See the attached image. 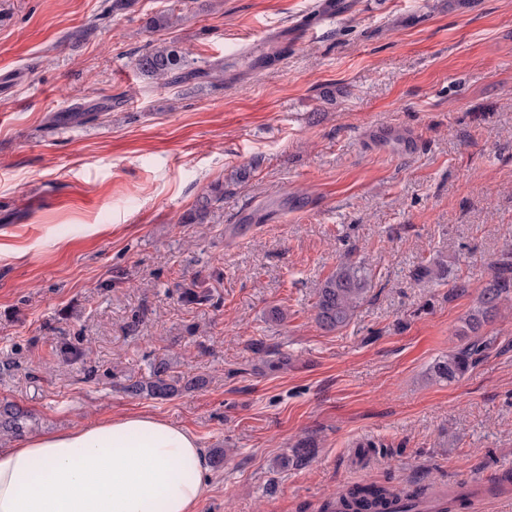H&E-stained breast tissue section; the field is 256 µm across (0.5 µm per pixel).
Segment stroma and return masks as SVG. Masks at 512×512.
<instances>
[{
  "label": "stroma",
  "mask_w": 512,
  "mask_h": 512,
  "mask_svg": "<svg viewBox=\"0 0 512 512\" xmlns=\"http://www.w3.org/2000/svg\"><path fill=\"white\" fill-rule=\"evenodd\" d=\"M176 3L0 0V402L34 434L133 412L188 429L224 451L198 512L512 474V307L469 374L428 377L512 250V0H339L260 75L159 85L134 67L149 45L202 67L317 7L209 0L148 28ZM75 102L105 111L51 126ZM374 124L417 147L368 140ZM217 182L223 201L186 223ZM435 258L449 284L417 278ZM358 262L366 300L323 329L319 288ZM195 280L208 302L183 300ZM161 361L204 386L126 393Z\"/></svg>",
  "instance_id": "stroma-1"
}]
</instances>
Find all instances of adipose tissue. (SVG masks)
Wrapping results in <instances>:
<instances>
[{"instance_id": "adipose-tissue-1", "label": "adipose tissue", "mask_w": 512, "mask_h": 512, "mask_svg": "<svg viewBox=\"0 0 512 512\" xmlns=\"http://www.w3.org/2000/svg\"><path fill=\"white\" fill-rule=\"evenodd\" d=\"M208 486L198 438L146 413L0 448V512H197Z\"/></svg>"}]
</instances>
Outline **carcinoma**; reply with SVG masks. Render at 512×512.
<instances>
[{
	"instance_id": "cac0c4a2",
	"label": "carcinoma",
	"mask_w": 512,
	"mask_h": 512,
	"mask_svg": "<svg viewBox=\"0 0 512 512\" xmlns=\"http://www.w3.org/2000/svg\"><path fill=\"white\" fill-rule=\"evenodd\" d=\"M195 61L189 53L168 45H155L135 56L134 65L143 75L156 82L168 85L180 83L192 75H200L204 70L194 67ZM97 108L83 103H75L70 108L69 119L83 123L96 119ZM224 199V185L215 184L189 221L202 224L211 202ZM420 278L441 282L448 276V266L437 260L425 265L417 273ZM370 290L369 278L359 265L345 264L329 276L317 294L315 318L327 330L347 326L366 294ZM183 298L188 303L208 299L205 284L194 281L185 288ZM512 302V250H508L490 264V273L477 299L464 319L463 335L469 341L448 351L429 370V376L438 381H458L464 378L478 363L494 338L482 336L480 330L501 308ZM201 379H184L170 375V367L165 362L158 363L150 380L136 381L126 390L134 395L145 394L154 399H168L179 392V387L190 389L199 385ZM29 416L12 405H0V435L20 436L28 427ZM424 492L421 488L397 495L388 488L370 484L355 486L339 493L333 501L322 506V512H418Z\"/></svg>"
}]
</instances>
